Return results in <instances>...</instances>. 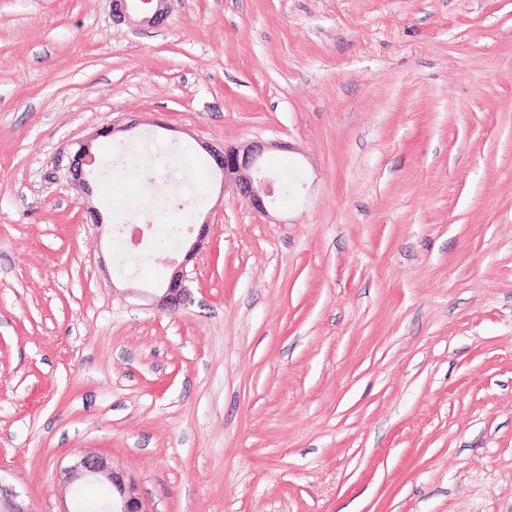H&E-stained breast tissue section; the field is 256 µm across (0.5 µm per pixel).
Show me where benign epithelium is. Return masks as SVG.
<instances>
[{"label":"benign epithelium","instance_id":"7a95c632","mask_svg":"<svg viewBox=\"0 0 512 512\" xmlns=\"http://www.w3.org/2000/svg\"><path fill=\"white\" fill-rule=\"evenodd\" d=\"M170 13L169 0H112V18L118 23L129 26L160 27ZM69 172L77 179L87 192H92L89 176L93 172L95 155L92 152V140L76 142ZM221 175V184H232L245 203L259 213H267V207L279 200L280 187L278 178L268 173L262 164L265 145L253 141L244 146L204 145ZM208 223L198 226L196 240L186 252L184 262L178 264L172 273L159 304L170 312L178 311L186 305L190 297L185 263L192 260L195 252L203 245L207 236ZM64 483L74 478H85L105 482L115 488L119 500L109 502L108 512H149L137 493L134 483L126 479L123 472L116 470L107 458L97 454H84L73 464L64 468L60 474ZM0 512H34L25 499L10 485L0 479Z\"/></svg>","mask_w":512,"mask_h":512}]
</instances>
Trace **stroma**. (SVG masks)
<instances>
[{
	"label": "stroma",
	"mask_w": 512,
	"mask_h": 512,
	"mask_svg": "<svg viewBox=\"0 0 512 512\" xmlns=\"http://www.w3.org/2000/svg\"><path fill=\"white\" fill-rule=\"evenodd\" d=\"M254 140L265 215L203 150ZM89 452L150 512H512V0H0V477L78 512ZM169 0H112V18L129 26L160 27L167 20ZM92 140L87 139L76 142L77 148L73 152L69 166V172L82 184L87 192L92 189L88 177L93 172L92 166L96 160L92 152ZM84 167H88V169ZM191 230H197L196 240L191 248L186 252L182 263L178 264L172 273L163 294L159 297V304L162 308L170 312H177L182 306H185L190 297V289L187 286L186 274L184 272L185 264L192 260L197 249L203 245V241L207 236V227L209 224H191Z\"/></svg>",
	"instance_id": "35a3bbf8"
}]
</instances>
